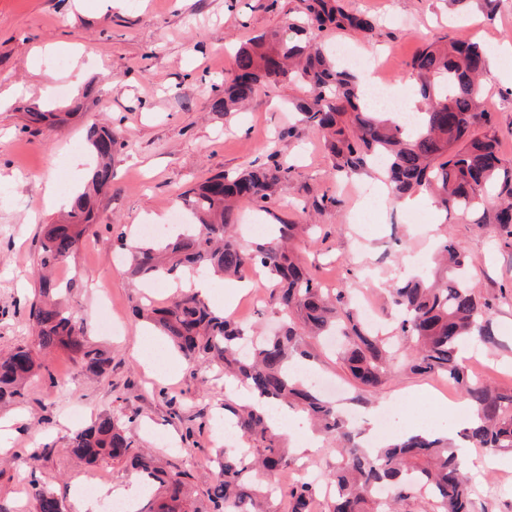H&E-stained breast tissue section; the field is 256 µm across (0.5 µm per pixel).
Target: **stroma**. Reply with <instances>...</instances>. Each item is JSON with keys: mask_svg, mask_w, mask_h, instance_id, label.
Instances as JSON below:
<instances>
[{"mask_svg": "<svg viewBox=\"0 0 512 512\" xmlns=\"http://www.w3.org/2000/svg\"><path fill=\"white\" fill-rule=\"evenodd\" d=\"M376 17L372 38L329 34V42L355 51L377 47L382 77L402 89L413 57L443 37H463L512 50V0H496L493 15L448 0H347ZM299 0H0V351L35 346L29 309L43 225L68 210L61 186L78 189L94 166L87 142L91 126L119 135L112 181L97 201V219L74 260L54 276L67 283V302L84 322L88 339L108 351L105 375L81 371L64 351L41 355L42 368L22 398L0 403V512H34L33 487L54 492L76 512L72 490L79 474L101 486L125 485V462L94 465L69 452L74 433L102 414L119 419L158 468L189 475L184 496L197 512H211L205 491L224 447L215 424L224 415V374L204 360L188 361L164 336L135 318L136 306H163L166 288L128 280L119 258L121 240L135 239L140 224H166L180 193L219 174L290 165L275 202L263 209L241 201L240 223L311 224L296 242L305 267L323 287L365 297L384 330L394 326L391 284L434 269L439 238L460 241L482 298L492 304L494 340L472 345L479 361L471 373L512 388V244L497 225L476 214L445 212L418 191L410 210L366 211L357 191L377 186L374 173L343 174L317 130L288 108L303 98L293 83L260 88L241 112L211 108L233 68V53L264 32H286ZM485 111L499 133L504 168L512 169V72L491 61L484 77ZM38 106L68 113L65 123L27 127L25 112ZM335 205H323V195ZM208 303L217 312L233 304L236 322L255 331L278 326L271 289L246 299L217 278ZM460 388L440 377L389 370L379 397L362 408L415 399L422 416L463 431L430 390ZM473 512H512V457L473 449L466 463Z\"/></svg>", "mask_w": 512, "mask_h": 512, "instance_id": "35a3bbf8", "label": "stroma"}]
</instances>
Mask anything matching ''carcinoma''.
I'll return each mask as SVG.
<instances>
[{
    "label": "carcinoma",
    "mask_w": 512,
    "mask_h": 512,
    "mask_svg": "<svg viewBox=\"0 0 512 512\" xmlns=\"http://www.w3.org/2000/svg\"><path fill=\"white\" fill-rule=\"evenodd\" d=\"M299 23L291 35L263 33L242 46L224 88L212 102L216 112H235L262 86L293 81L307 91L295 104L303 121L319 130L335 167L357 173L386 158L384 169L391 201L421 187H431L444 210H482L480 224H496L512 238V173L502 168L498 131L482 108L481 78L488 65L486 47L473 41L445 39L430 44L412 59L422 98L419 123L407 133L391 111L367 106L359 77L338 65L332 44L320 33L370 35L372 19L346 8L344 0H300ZM30 126L65 122L60 112L32 108ZM88 142L97 157L89 186L77 193L64 220L45 225L37 258L38 295L29 318L39 349L67 351L92 374H102L111 358L88 343L77 316L61 299L48 272L68 262L95 223L94 199L112 179L114 132L93 126ZM287 170L275 166L235 177L214 175L180 198L192 218L176 234L143 238L127 247L126 273L133 280L176 279L189 271L236 277L258 267L275 283L281 333L253 336L210 308L193 292H183L170 305L142 309L182 355H198L224 368V383L241 388L314 418L336 443L338 463L328 477L336 493L328 512H396L399 502L420 498L429 512H472L470 482L454 445L432 431L405 435L374 451L360 447L340 411L294 376L295 361L309 357L310 340L342 332L341 360L358 388L374 393L391 363L397 361L420 375H441L462 388L476 417L464 429L474 447L491 454L512 453V391H499L470 376L461 352L466 343H489V305L480 301L469 272L468 255L453 236L439 245L445 275L405 280L391 291L397 330L394 337L373 332L346 300L342 288L321 287L300 263L293 242L301 225L282 223L278 234L252 249L242 247L233 231L236 202L244 197L268 204ZM41 365L26 346L0 354V401L23 395L26 381ZM224 411L235 420L241 436L256 448L224 449L223 460L208 499L224 512H270L268 493L256 484L255 470L268 473L290 465L287 449L273 431L268 411L249 403L224 400ZM71 453L86 463L128 461L147 482L166 489L159 502L148 501L139 512H189L183 500L187 474L160 471L142 454L135 440L110 415L99 416L78 432ZM392 489L383 500L381 488ZM318 485L301 479L288 488V512H314ZM36 512H65L52 492L37 488Z\"/></svg>",
    "instance_id": "obj_1"
}]
</instances>
